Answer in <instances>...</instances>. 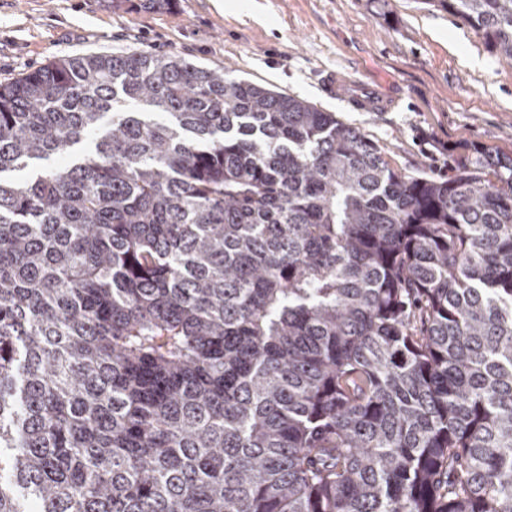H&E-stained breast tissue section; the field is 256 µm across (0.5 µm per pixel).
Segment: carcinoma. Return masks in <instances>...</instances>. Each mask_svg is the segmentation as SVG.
<instances>
[{"instance_id": "carcinoma-1", "label": "carcinoma", "mask_w": 512, "mask_h": 512, "mask_svg": "<svg viewBox=\"0 0 512 512\" xmlns=\"http://www.w3.org/2000/svg\"><path fill=\"white\" fill-rule=\"evenodd\" d=\"M454 171L175 56L0 82V512H512V154Z\"/></svg>"}]
</instances>
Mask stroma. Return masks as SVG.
<instances>
[{"label":"stroma","instance_id":"35a3bbf8","mask_svg":"<svg viewBox=\"0 0 512 512\" xmlns=\"http://www.w3.org/2000/svg\"><path fill=\"white\" fill-rule=\"evenodd\" d=\"M146 50L309 101L357 127L392 167L445 177L463 145L512 153V59L438 0H0V82L66 56ZM402 99L358 112L322 86L333 69Z\"/></svg>","mask_w":512,"mask_h":512}]
</instances>
